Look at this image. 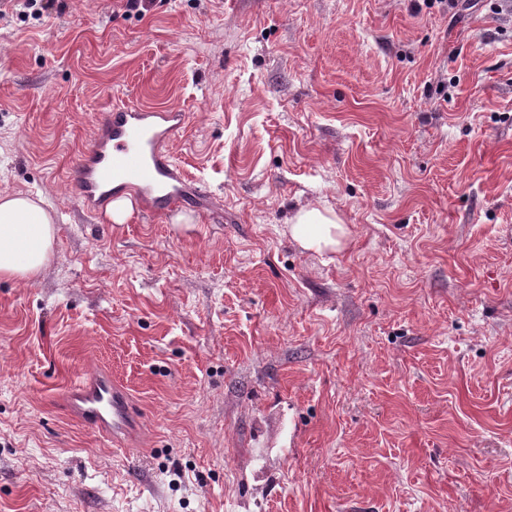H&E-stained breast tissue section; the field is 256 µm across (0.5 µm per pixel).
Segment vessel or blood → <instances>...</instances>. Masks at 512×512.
Instances as JSON below:
<instances>
[{
	"label": "vessel or blood",
	"mask_w": 512,
	"mask_h": 512,
	"mask_svg": "<svg viewBox=\"0 0 512 512\" xmlns=\"http://www.w3.org/2000/svg\"><path fill=\"white\" fill-rule=\"evenodd\" d=\"M186 123L180 109L148 107L131 96L107 104L73 167L79 205L97 212L112 195L133 191L143 210L156 214L186 198H204L205 190L186 177L168 151ZM65 404L73 416L116 441L140 426L128 392L106 373L70 385Z\"/></svg>",
	"instance_id": "vessel-or-blood-1"
}]
</instances>
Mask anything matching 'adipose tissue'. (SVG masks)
<instances>
[{
    "label": "adipose tissue",
    "instance_id": "adipose-tissue-1",
    "mask_svg": "<svg viewBox=\"0 0 512 512\" xmlns=\"http://www.w3.org/2000/svg\"><path fill=\"white\" fill-rule=\"evenodd\" d=\"M301 248L323 253L343 249L350 230L333 208H301L288 226ZM56 237L55 216L44 200L0 191V279L27 283L48 264Z\"/></svg>",
    "mask_w": 512,
    "mask_h": 512
}]
</instances>
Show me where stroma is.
<instances>
[{
  "label": "stroma",
  "instance_id": "1",
  "mask_svg": "<svg viewBox=\"0 0 512 512\" xmlns=\"http://www.w3.org/2000/svg\"><path fill=\"white\" fill-rule=\"evenodd\" d=\"M498 0H63L0 16V512H512V15ZM208 205L124 224L71 170L127 92ZM352 231L315 254L292 216ZM105 372L141 430L69 415ZM55 237V216L42 198L0 191V279L33 281L50 261ZM290 223L288 235L307 251H339L349 240L350 230L336 210L321 204L301 208Z\"/></svg>",
  "mask_w": 512,
  "mask_h": 512
}]
</instances>
